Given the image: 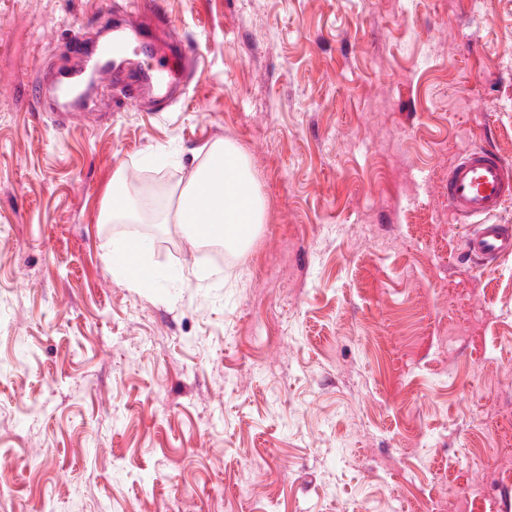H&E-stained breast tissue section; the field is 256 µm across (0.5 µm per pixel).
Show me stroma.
I'll list each match as a JSON object with an SVG mask.
<instances>
[{"instance_id":"obj_1","label":"stroma","mask_w":512,"mask_h":512,"mask_svg":"<svg viewBox=\"0 0 512 512\" xmlns=\"http://www.w3.org/2000/svg\"><path fill=\"white\" fill-rule=\"evenodd\" d=\"M124 6L0 0V512H512V258L467 260L445 196L464 147L512 159V0H150L185 94L114 76L57 129L23 88ZM219 139L246 254L118 282L115 170L175 185Z\"/></svg>"}]
</instances>
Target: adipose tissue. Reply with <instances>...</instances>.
<instances>
[{
  "label": "adipose tissue",
  "instance_id": "1",
  "mask_svg": "<svg viewBox=\"0 0 512 512\" xmlns=\"http://www.w3.org/2000/svg\"><path fill=\"white\" fill-rule=\"evenodd\" d=\"M265 200L246 155L233 143H214L205 164L194 166L176 192L174 211L160 215L163 224L186 228L198 240H218L244 252L265 219ZM113 276L132 288L163 280L147 260L142 243H117L108 255Z\"/></svg>",
  "mask_w": 512,
  "mask_h": 512
}]
</instances>
